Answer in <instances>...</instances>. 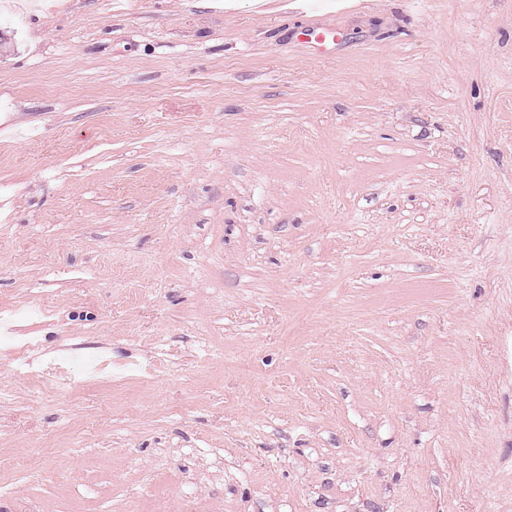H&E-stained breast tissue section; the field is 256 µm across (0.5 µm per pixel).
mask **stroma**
Segmentation results:
<instances>
[{
	"mask_svg": "<svg viewBox=\"0 0 512 512\" xmlns=\"http://www.w3.org/2000/svg\"><path fill=\"white\" fill-rule=\"evenodd\" d=\"M0 25V512H512V0Z\"/></svg>",
	"mask_w": 512,
	"mask_h": 512,
	"instance_id": "stroma-1",
	"label": "stroma"
}]
</instances>
